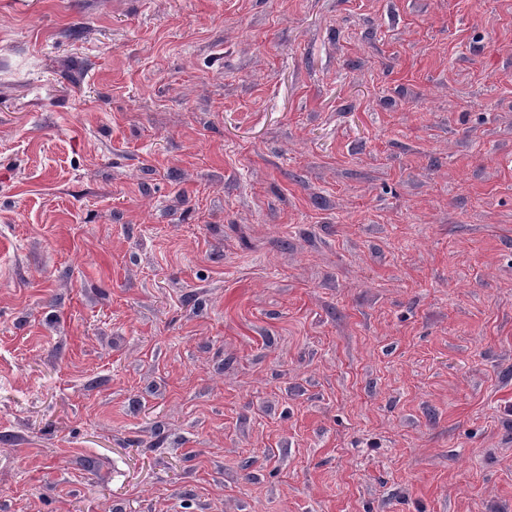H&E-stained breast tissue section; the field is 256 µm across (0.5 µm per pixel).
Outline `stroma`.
Returning <instances> with one entry per match:
<instances>
[{
    "mask_svg": "<svg viewBox=\"0 0 512 512\" xmlns=\"http://www.w3.org/2000/svg\"><path fill=\"white\" fill-rule=\"evenodd\" d=\"M0 512H512V0H0Z\"/></svg>",
    "mask_w": 512,
    "mask_h": 512,
    "instance_id": "1",
    "label": "stroma"
}]
</instances>
